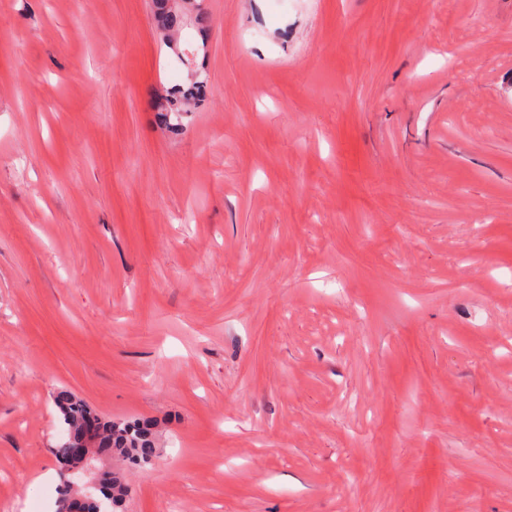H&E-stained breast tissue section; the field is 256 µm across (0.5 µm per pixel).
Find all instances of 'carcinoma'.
<instances>
[{
	"mask_svg": "<svg viewBox=\"0 0 512 512\" xmlns=\"http://www.w3.org/2000/svg\"><path fill=\"white\" fill-rule=\"evenodd\" d=\"M167 2L168 0H155L156 12L167 29L178 31L183 27V17L179 12L168 8ZM204 89L205 86L200 82L180 96L163 99L157 103V111L181 112L182 102L194 95L203 96ZM53 401L67 433L78 434L89 426L95 427L96 442L92 447L93 454H99L106 459L122 458L139 466L150 465L157 457L158 448L155 447L153 433L145 423L106 418L68 389L56 391ZM129 494L130 486L125 478L121 473L113 472L109 477L108 489L99 501L108 503L111 512H120ZM82 496L83 489H75L70 485V481H64L58 512H65L70 503Z\"/></svg>",
	"mask_w": 512,
	"mask_h": 512,
	"instance_id": "obj_1",
	"label": "carcinoma"
}]
</instances>
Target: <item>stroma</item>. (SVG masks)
I'll list each match as a JSON object with an SVG mask.
<instances>
[{
	"instance_id": "35a3bbf8",
	"label": "stroma",
	"mask_w": 512,
	"mask_h": 512,
	"mask_svg": "<svg viewBox=\"0 0 512 512\" xmlns=\"http://www.w3.org/2000/svg\"><path fill=\"white\" fill-rule=\"evenodd\" d=\"M169 4L0 0V512H512V0ZM53 401L68 435L72 432L80 434L89 426L95 427L94 455L99 454L105 459L118 457L139 466L151 465L157 457L153 433L145 423L101 416L68 389L56 391ZM91 435L86 434L82 439L80 444L76 445V447L72 451V460L70 463L69 456V447L65 439L59 442L55 448V456L57 460L60 461L64 470L69 465L68 472L72 475V478L76 477L87 478L91 475V479L82 484V487L86 491V495H89L94 489L98 488L100 479L107 475L108 472L105 469H99L96 465L97 457L91 455L88 452V447L91 443ZM94 462V463H93ZM64 477V476H63ZM64 489L62 490L61 497L59 500V510L58 512H67L65 509L68 508L69 504L72 503L76 498L84 497L83 488L74 489L70 484L69 476L66 479L64 477ZM83 503L81 501H74L73 505L69 508L71 512H80L83 509ZM130 491V486L121 473L111 471V477L109 476V485L105 492V497L93 498V500L96 502L101 501L108 503L110 505L108 509L111 508L110 510L112 512H121L120 510L123 503L126 501V498L129 496Z\"/></svg>"
}]
</instances>
